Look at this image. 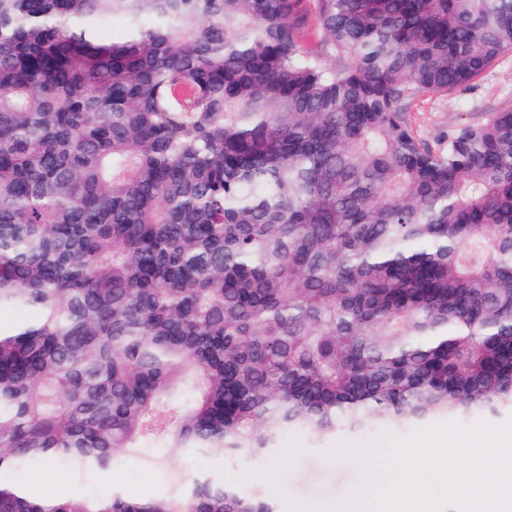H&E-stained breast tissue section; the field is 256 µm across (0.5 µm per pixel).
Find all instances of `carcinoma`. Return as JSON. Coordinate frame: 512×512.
I'll use <instances>...</instances> for the list:
<instances>
[{"instance_id":"carcinoma-1","label":"carcinoma","mask_w":512,"mask_h":512,"mask_svg":"<svg viewBox=\"0 0 512 512\" xmlns=\"http://www.w3.org/2000/svg\"><path fill=\"white\" fill-rule=\"evenodd\" d=\"M0 0V476L512 411V0ZM120 15L126 33L103 39ZM0 512H278L213 479ZM505 106L512 107V54L498 59L469 87L416 97L409 115L420 138L438 148L462 122H479Z\"/></svg>"}]
</instances>
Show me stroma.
I'll return each instance as SVG.
<instances>
[{"instance_id":"1","label":"stroma","mask_w":512,"mask_h":512,"mask_svg":"<svg viewBox=\"0 0 512 512\" xmlns=\"http://www.w3.org/2000/svg\"><path fill=\"white\" fill-rule=\"evenodd\" d=\"M512 107V54L498 59L469 87L443 94H424L416 97L410 120L421 139L432 147H439L462 122H478L497 108ZM303 447L292 470L282 479V496L276 497L279 512H286L287 498L303 502L328 503L347 497L361 482L359 466L350 460L326 459L325 453L339 442H362L365 434L340 432L333 436L316 438L299 433ZM268 457L229 458L218 456L198 458L192 467L178 462L170 466L154 468L144 464L142 458L133 456L112 472L111 483L81 477L73 471L55 466L42 465L25 472L26 481L38 483L44 497L82 494L91 490L106 492L115 488L132 498L161 494L171 489L172 481L182 475L215 477V465L226 464L234 472L266 466Z\"/></svg>"}]
</instances>
